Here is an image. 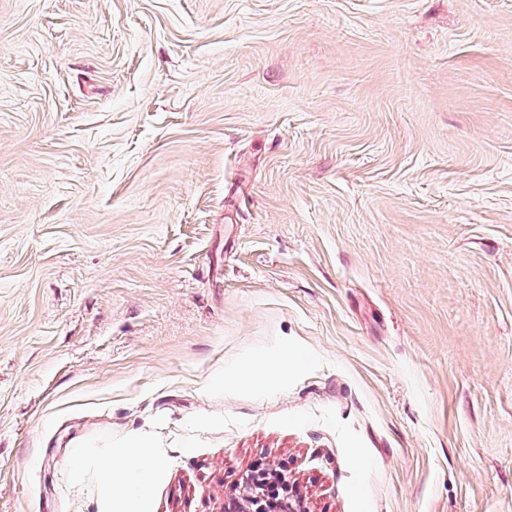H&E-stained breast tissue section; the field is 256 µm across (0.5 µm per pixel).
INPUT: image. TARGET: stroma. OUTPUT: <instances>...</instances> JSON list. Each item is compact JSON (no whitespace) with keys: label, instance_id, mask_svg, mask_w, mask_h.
<instances>
[{"label":"stroma","instance_id":"1","mask_svg":"<svg viewBox=\"0 0 512 512\" xmlns=\"http://www.w3.org/2000/svg\"><path fill=\"white\" fill-rule=\"evenodd\" d=\"M141 440L143 512H512V0H0V512Z\"/></svg>","mask_w":512,"mask_h":512}]
</instances>
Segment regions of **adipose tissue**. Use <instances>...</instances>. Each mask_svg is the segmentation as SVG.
Instances as JSON below:
<instances>
[{
  "instance_id": "1",
  "label": "adipose tissue",
  "mask_w": 512,
  "mask_h": 512,
  "mask_svg": "<svg viewBox=\"0 0 512 512\" xmlns=\"http://www.w3.org/2000/svg\"><path fill=\"white\" fill-rule=\"evenodd\" d=\"M162 466V458L147 445L121 449L100 458L95 492L107 512H140Z\"/></svg>"
}]
</instances>
